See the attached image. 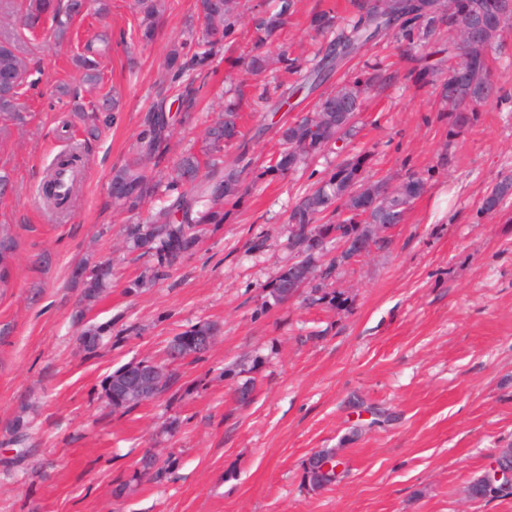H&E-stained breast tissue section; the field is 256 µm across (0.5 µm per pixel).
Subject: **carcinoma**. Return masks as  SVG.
I'll return each mask as SVG.
<instances>
[{
	"label": "carcinoma",
	"mask_w": 512,
	"mask_h": 512,
	"mask_svg": "<svg viewBox=\"0 0 512 512\" xmlns=\"http://www.w3.org/2000/svg\"><path fill=\"white\" fill-rule=\"evenodd\" d=\"M356 9V20L347 30L337 34L325 48L318 50L320 60L310 74L298 83V89L311 93L328 83L334 70L362 47L387 36L432 43L443 30H448V57L457 62L442 82L441 99L453 106V124L461 126L468 121V108L488 100L495 92L487 87V53L495 36L469 42L464 37L466 24L480 17H492L502 25L512 23V7L508 0H454L448 8L447 0H397L395 3L378 0H351ZM293 0H280L278 11L255 10L249 18L248 33L254 53L243 60L247 71L262 74L269 69L270 56L263 51L285 24ZM95 9L99 15L107 10L104 0H25L21 8V23L35 31L51 22L54 38L63 40L72 22ZM169 8V0H135L137 18L135 33L142 42L153 41ZM194 10L203 21L199 30H187L186 38L173 46L167 57L173 70L172 80L179 82L178 100L185 113L196 106L202 85L198 78L207 77L214 58L222 45L234 42L237 26L242 18L240 0H195ZM84 53L76 61L86 70L89 81L99 79L96 62L88 55L96 53L93 44L83 47ZM28 65L15 41L0 37V79L11 80L0 90V117L5 120L21 118L18 110L19 88ZM387 76L378 65L371 67L365 78L336 85L320 95L314 111L283 127L280 131L285 149L266 167V174H284L300 164L332 148L337 141L350 135L354 120L361 111L366 91L384 81ZM80 119L90 136L100 127L115 119V103L104 99L91 105L89 111L78 108ZM172 129L165 105L152 107L147 113L144 128L131 147V158L113 171L110 184L112 205L129 212L140 209L160 195L170 197L168 203L151 210L147 220L128 224L124 237L130 248L149 245L155 250L159 266L172 265L195 242L194 229L202 224L224 223V202L239 196L241 171L221 160L224 145L239 138V99L224 103V112L204 130L200 152L182 156L169 178H164L158 167L169 150ZM84 155L78 147L56 159L47 169L41 186L46 207L58 214L63 203L53 191L57 168L68 167L80 172ZM365 157L347 156L327 175L311 186L291 209L288 223L292 225V244L297 249L298 264L316 266V251L333 225L321 220L332 217L339 210L349 212L342 223L346 231L356 233L358 224H395L402 220L411 203L425 191V180L410 173L391 191L385 182H369L364 176ZM512 201V176L498 181L492 190L489 204L483 210L503 208ZM17 243L5 225H0V287L7 285L10 263ZM84 289L81 301L86 305L100 297L108 287L112 267L101 264L83 271ZM112 378L105 381V396L114 409L131 410L139 400L112 391ZM328 456L323 451L309 461L308 477L315 486L338 482L342 474H327L319 467L318 458Z\"/></svg>",
	"instance_id": "carcinoma-1"
}]
</instances>
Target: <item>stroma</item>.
I'll return each mask as SVG.
<instances>
[{
	"label": "stroma",
	"mask_w": 512,
	"mask_h": 512,
	"mask_svg": "<svg viewBox=\"0 0 512 512\" xmlns=\"http://www.w3.org/2000/svg\"><path fill=\"white\" fill-rule=\"evenodd\" d=\"M104 15L77 18L55 43L12 24L29 63L21 121L0 119V167L11 188L0 224L18 241L10 284L0 288V512H512V495L476 499L471 484L512 448V203L482 209L485 193L512 175V27L490 54L492 98L464 127L441 111L447 38L437 51L388 38L339 65L336 79L381 63L351 138L285 174L264 169L280 149L279 127L313 98L278 107L294 75L244 72L251 46L238 33L216 58L201 98L184 116L165 73L170 46L200 22L193 0H170L153 42L134 34L133 0H105ZM349 0H295L269 46L308 63ZM104 41L97 85L74 57ZM430 70L417 73L416 58ZM238 85L243 135L224 150L241 160L246 191L205 225L170 267L128 252L124 227L146 219L114 211L108 186L153 103L174 121L170 171L200 149L205 127ZM269 91L267 108L253 102ZM116 92L117 122L86 137L75 113ZM85 146L82 182L68 213L45 209L38 186L54 158ZM367 157L369 180H426L405 220L389 225L357 260L338 261L324 288L275 302L271 291L295 251L289 211L337 162ZM110 262L112 284L77 319L82 262ZM203 323L220 333L206 351L173 362L171 387L134 409L112 408L103 382L116 369L163 359L181 333ZM102 328L85 349L81 332ZM22 430H15L16 418ZM323 450L345 464L339 482L312 485L307 467ZM157 463L143 470L141 460Z\"/></svg>",
	"instance_id": "1"
}]
</instances>
